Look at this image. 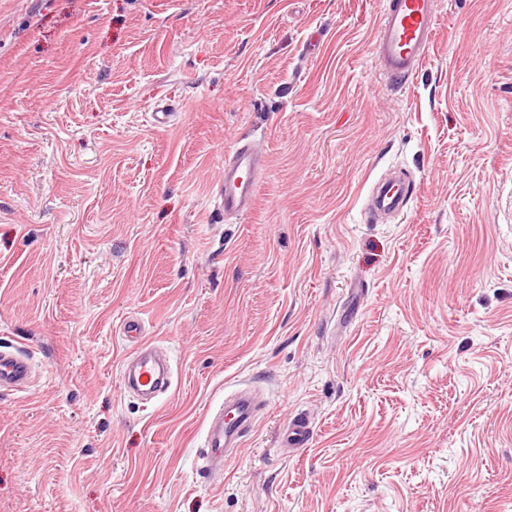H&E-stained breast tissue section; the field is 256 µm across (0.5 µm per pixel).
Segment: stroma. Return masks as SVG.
<instances>
[{"label": "stroma", "instance_id": "stroma-1", "mask_svg": "<svg viewBox=\"0 0 512 512\" xmlns=\"http://www.w3.org/2000/svg\"><path fill=\"white\" fill-rule=\"evenodd\" d=\"M381 10L0 0V344L36 374L0 392V512H512V0H440L403 85ZM241 137L268 169L228 220ZM393 173L405 206L369 217ZM129 316L174 372L149 403ZM245 387L264 408L205 475ZM312 434L309 421L298 414L291 420L284 431L282 446L289 450L304 448L311 440Z\"/></svg>", "mask_w": 512, "mask_h": 512}]
</instances>
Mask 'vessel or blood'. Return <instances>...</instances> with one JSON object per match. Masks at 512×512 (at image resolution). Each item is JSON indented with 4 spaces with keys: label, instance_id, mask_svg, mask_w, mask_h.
Masks as SVG:
<instances>
[{
    "label": "vessel or blood",
    "instance_id": "obj_1",
    "mask_svg": "<svg viewBox=\"0 0 512 512\" xmlns=\"http://www.w3.org/2000/svg\"><path fill=\"white\" fill-rule=\"evenodd\" d=\"M435 0H383V9L373 55L379 76L406 82L423 65L435 36ZM266 167L262 154L247 139H240L224 155V177L218 193L225 215L250 212L256 203V189ZM405 178L396 176L374 184L370 199L385 211L401 209L408 192ZM123 336L135 343L134 353L124 368L127 390L155 398L166 394L173 383V371L143 339L139 321L129 319L120 326ZM30 359L24 353L0 347V391H20L30 380ZM258 408L251 391L240 389L226 397L224 406L210 419L205 446L213 458H223L228 448L251 428ZM312 437L308 420L295 416L286 428L282 445L288 449L306 447Z\"/></svg>",
    "mask_w": 512,
    "mask_h": 512
}]
</instances>
